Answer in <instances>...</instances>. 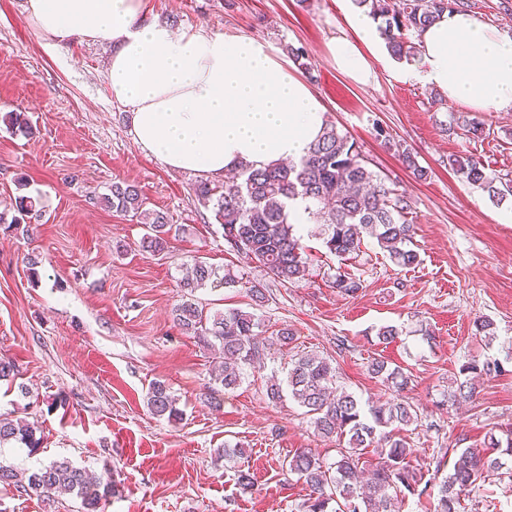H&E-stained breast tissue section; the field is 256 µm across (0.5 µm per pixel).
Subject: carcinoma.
Listing matches in <instances>:
<instances>
[{
    "label": "carcinoma",
    "instance_id": "carcinoma-1",
    "mask_svg": "<svg viewBox=\"0 0 512 512\" xmlns=\"http://www.w3.org/2000/svg\"><path fill=\"white\" fill-rule=\"evenodd\" d=\"M364 14L379 21V31L388 52L399 62L419 54L412 36L419 34L448 11H469L475 0H352ZM403 166L414 179L428 177L409 151H402ZM448 167L468 184L488 193L497 202L512 195V179L492 175L472 156L451 155ZM387 177L369 167V161L355 143L328 123L320 137L297 162L271 164L255 169L245 163L237 174L222 184L202 181L195 185L197 200L212 206L221 221L224 240L268 270L274 278L291 283L306 275L308 255L289 222V202H307L309 221L322 225L321 235L328 251L341 260L361 252L364 238L377 241L389 258L404 268L420 264L419 254L410 248L413 225L408 220L412 203L403 193L386 185ZM106 206L117 213L132 215L146 227L141 240L145 251L161 254L168 248L172 233L167 215L142 209L138 186L127 181L112 183L103 197ZM39 200L19 194L14 198L15 216L8 228H30L27 218L37 214ZM217 278L216 269L204 260L194 263L191 275L181 282L189 293ZM333 287L343 295L362 289L361 280L337 274ZM173 321L185 333L200 339L214 338L224 354V362L212 372L215 384L226 391L243 382V367L262 362L269 346L260 338L256 315L238 308L210 313L193 299L181 300L173 308ZM368 372L391 391L382 403H363L344 390L335 388L336 368L325 358L304 354L294 358L286 382L271 379L265 394L269 401L281 400L283 388L310 417L315 432L323 437L346 439L337 450L336 461L325 464L303 448L286 461L288 470L308 489L305 512H402L404 493L417 491L423 474L408 460L411 455L405 438L387 427L409 426L418 414L404 393L409 377L399 367L374 359ZM476 387L466 378L448 392L446 402L454 405L473 397ZM147 405L152 414L174 416L176 408L165 382H153ZM14 440L35 449L39 440L35 428L23 420L0 418V444ZM484 450L464 448L455 457L452 470L441 484L433 512H459L461 499L479 481L506 472L512 476V434L488 435ZM374 448L378 461L370 477L361 480L359 467L363 451ZM15 486L27 494L50 498L72 495L81 500L83 512H100L102 502L115 494L112 480L94 479L71 462L55 460L37 470L20 472L0 464V484Z\"/></svg>",
    "mask_w": 512,
    "mask_h": 512
}]
</instances>
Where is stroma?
<instances>
[{
  "mask_svg": "<svg viewBox=\"0 0 512 512\" xmlns=\"http://www.w3.org/2000/svg\"><path fill=\"white\" fill-rule=\"evenodd\" d=\"M354 11L351 0H147V20L177 32L246 33L279 56L304 47L327 120L412 201L417 267L395 265L371 238L356 258L338 259L309 224L301 232L308 273L284 285L230 250L214 212L194 194L197 176L169 169L134 142L129 113L109 90L111 47L75 37L47 48L25 0H0V212L12 215L21 177L40 200L33 231L0 233V358L17 369L14 380L0 381V415L34 425L40 444L33 452L1 445L0 463L27 471L65 458L111 475L116 493L105 512H304L308 490L283 460L309 448L333 462L339 441L314 435L290 396L275 403L265 396L267 378L285 379L304 352L330 360L337 387L364 402L390 396L368 373L373 359L409 376L419 421L403 434L413 466L425 473L422 495H407L403 512H427L455 449L480 448L487 433L512 430V197L492 201L448 167L450 155L466 154L489 173L512 174V112L431 108L434 88L404 80L392 58L376 66L370 84L354 82L327 48L349 34L345 18ZM12 111L28 116L31 134L7 128ZM474 121L488 137L466 136ZM405 150L427 168V180L404 169ZM119 180L138 186L144 210L164 212L179 227L163 254L143 251L144 226L105 206ZM119 244L124 253H116ZM198 257L235 280L197 290L199 303L256 312L265 333L285 324L296 336L268 350L229 392L212 380L210 345L172 319L182 267ZM340 272L360 278L357 295L333 288ZM253 286L267 297L262 307L251 300ZM479 316L495 323L494 338L475 334ZM383 325L397 327L392 342L379 341ZM488 358L502 373L476 378L474 399L441 405L462 366ZM156 379L168 385L178 418L149 411ZM229 444L244 455L225 458ZM240 469L253 474L251 491L237 485ZM464 506L512 512V477L479 484ZM0 512L83 510L70 495L48 499L0 485Z\"/></svg>",
  "mask_w": 512,
  "mask_h": 512,
  "instance_id": "1",
  "label": "stroma"
}]
</instances>
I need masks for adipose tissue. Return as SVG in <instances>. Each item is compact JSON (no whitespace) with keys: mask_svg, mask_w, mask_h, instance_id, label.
Instances as JSON below:
<instances>
[{"mask_svg":"<svg viewBox=\"0 0 512 512\" xmlns=\"http://www.w3.org/2000/svg\"><path fill=\"white\" fill-rule=\"evenodd\" d=\"M145 0H26L49 45L79 37L111 46L108 84L137 145L172 170L208 180L247 162L299 160L322 132L326 107L292 64L260 38L175 32L144 22ZM329 44L353 81L373 79L383 39L366 14ZM405 79L436 87L475 112L512 111V36L467 11L444 13L418 37Z\"/></svg>","mask_w":512,"mask_h":512,"instance_id":"ef3b65f1","label":"adipose tissue"}]
</instances>
